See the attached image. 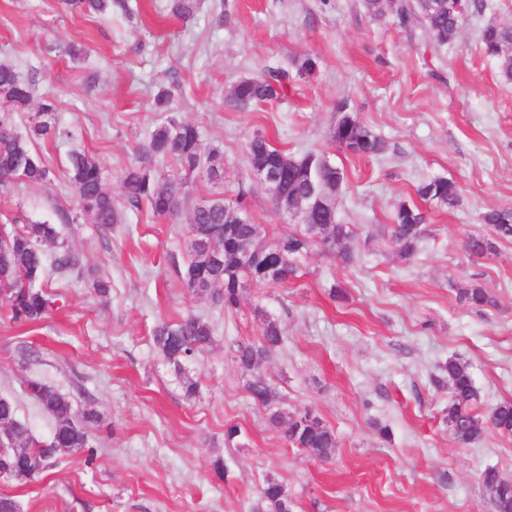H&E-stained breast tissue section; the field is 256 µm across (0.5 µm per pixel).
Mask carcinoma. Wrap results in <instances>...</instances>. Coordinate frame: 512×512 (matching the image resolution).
Wrapping results in <instances>:
<instances>
[{"label": "carcinoma", "instance_id": "carcinoma-1", "mask_svg": "<svg viewBox=\"0 0 512 512\" xmlns=\"http://www.w3.org/2000/svg\"><path fill=\"white\" fill-rule=\"evenodd\" d=\"M76 11L110 15L116 8L132 13L130 0H65ZM366 16L382 19L392 12L399 24L419 23L434 50L448 45L464 18L473 11H482V0H361ZM484 55L501 60L505 77L512 80V25L495 22L486 24L480 33ZM281 80L275 78H243L230 91L233 105L245 110L260 102L279 96ZM33 98V83L23 79L11 65L0 64V193H9L15 182L23 179L30 184L44 185L50 181L49 170L31 149L36 139L67 138L70 131L51 122L55 111L52 103L40 105L35 122L27 135L16 129L15 113L26 110ZM331 139L336 147L353 157H380L387 153L386 141L375 135L353 113L347 104L339 107V118ZM217 150L204 143L197 128L190 123L169 122L155 127L137 160L121 178L122 200L135 209L147 205L154 215L172 218L183 209L184 197L173 180L156 167L157 161H173L183 172H192L204 159L212 161ZM324 154L308 152L295 156L274 147L264 136H255L248 143L250 165L263 164L277 173L282 185L281 205L285 209H310L302 218L303 231L285 234L273 240L255 235L259 225L242 222L245 210L244 193L234 200H203L191 214L188 224L190 261L182 275L189 292L205 294L228 313L241 306L245 283L255 282L280 286L296 278L295 260L319 244L337 255L344 263L354 259L346 246L352 238L349 226L339 222L337 198L342 187L343 170H333L322 164ZM69 179L73 184L80 208L91 214L95 223L111 228L120 222L112 195L103 188V171L92 156L74 150L69 158ZM423 201L440 209L453 210L460 205V190L456 182L446 177L426 179L416 187ZM481 220L501 239L512 238V208L489 209ZM392 239L401 258L409 260L418 250L426 232L428 214L421 207L401 202L394 208ZM60 232L54 224H22L7 232L0 229V303L7 306L17 322L34 323L47 315L54 302L37 287L45 272V257L41 246L57 241ZM465 249L475 257L492 250L491 242L483 236H470ZM55 268L62 274L73 271L79 264L69 251L54 259ZM459 299L472 307L493 304L487 290L471 284L459 290ZM153 341L163 358L177 372L185 395L192 396L196 381L186 375L185 364L197 352L214 341L211 324L194 314H186L175 322H163L153 332ZM284 343L277 319H262L261 339L240 342L234 353L239 371L248 377L247 393L251 400L268 409L267 421L282 431L287 443L307 451L320 461L333 458L336 435L332 428L310 408L285 413L272 409L273 388L259 372L260 364L276 353ZM440 380L449 385L452 396L448 402V426L454 439L470 444L487 431L512 436V401H502L486 415L476 416L470 404L477 398L474 378L467 363L451 357L439 366ZM30 395L55 419V427L44 446L28 434L17 433L13 447L0 451V472L9 471L19 479L31 480L48 466L49 460L63 450L87 449V462H93L86 427L99 420L92 410L76 412L70 401L37 379L26 382ZM18 425L16 408L0 398V433L12 431ZM482 483L497 501L500 512L512 509V499L502 493L512 487V481L501 477L491 467L482 473ZM251 512H291L288 490L280 482L268 479L262 486Z\"/></svg>", "mask_w": 512, "mask_h": 512}]
</instances>
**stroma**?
<instances>
[{"instance_id": "35a3bbf8", "label": "stroma", "mask_w": 512, "mask_h": 512, "mask_svg": "<svg viewBox=\"0 0 512 512\" xmlns=\"http://www.w3.org/2000/svg\"><path fill=\"white\" fill-rule=\"evenodd\" d=\"M171 4L141 0L135 15L101 17L60 0H0V62L35 81L19 132L46 99L72 132L34 143L51 184L20 182L0 195V225H57L47 258L68 250L80 260L65 275L48 270L42 285L54 306L43 320L13 322L0 305V397L41 441L55 420L29 395L28 379L102 416L89 430L94 461L64 451L35 479L0 474V496L18 512H250L273 479L286 486L291 512H494L480 475L493 467L512 480V436L458 443L438 366L451 357L469 364L477 415L512 400V240L492 238L481 258L463 246L471 235L492 237L480 213L512 207V82L479 46L488 22L512 25V0H485L440 54L422 27L390 14L369 19L359 0H196L187 20ZM307 56L317 66L304 74ZM276 71L288 75L280 98L249 111L228 105L238 80ZM163 89L174 94L164 111L155 106ZM342 103L388 142L385 156L336 148L330 132ZM171 118L219 148L223 179L197 170L179 188L176 219L124 205L120 223L101 229L75 203L71 151L94 156L114 193L151 131ZM257 134L292 154L323 152L343 169L338 219L353 232L355 260L313 246L297 259L296 279L247 283L239 310L227 313L181 278L194 206L241 191L248 220L268 238L303 228L252 171L246 143ZM434 176L455 180L462 202L429 208L419 252L401 259L393 208L416 202L418 183ZM98 277L111 282L108 298L91 287ZM472 283L492 305L459 302L458 289ZM190 312L215 327L213 345L187 367L198 383L191 397L152 336L159 321ZM265 314L284 335L261 365L273 404L311 407L332 427L331 461L286 445L248 397L234 348L258 342ZM228 424L242 430L231 448ZM218 459L223 480L212 469Z\"/></svg>"}]
</instances>
